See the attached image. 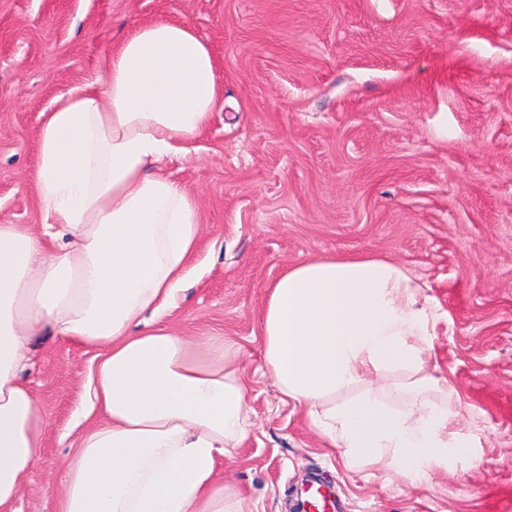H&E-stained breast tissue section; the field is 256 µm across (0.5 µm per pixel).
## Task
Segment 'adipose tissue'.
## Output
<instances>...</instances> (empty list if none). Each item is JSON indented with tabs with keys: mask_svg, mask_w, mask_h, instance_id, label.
Here are the masks:
<instances>
[{
	"mask_svg": "<svg viewBox=\"0 0 512 512\" xmlns=\"http://www.w3.org/2000/svg\"><path fill=\"white\" fill-rule=\"evenodd\" d=\"M222 106L211 47L160 19L44 112L41 222L0 224V512H17L44 446L25 374L48 336L97 352L58 512H253L220 471L252 429L237 351L164 322L202 233L167 166ZM417 290L394 261L333 253L269 288L262 370L350 470L386 463L420 481L457 445L455 395L428 366L438 318Z\"/></svg>",
	"mask_w": 512,
	"mask_h": 512,
	"instance_id": "1",
	"label": "adipose tissue"
}]
</instances>
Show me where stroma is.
Returning a JSON list of instances; mask_svg holds the SVG:
<instances>
[{"instance_id": "obj_1", "label": "stroma", "mask_w": 512, "mask_h": 512, "mask_svg": "<svg viewBox=\"0 0 512 512\" xmlns=\"http://www.w3.org/2000/svg\"><path fill=\"white\" fill-rule=\"evenodd\" d=\"M157 19L210 44L224 98L169 164L203 224L168 322L244 354L253 427L225 477L255 512H296L310 478L340 512H512V0H0V224L40 221L43 112ZM320 253L405 265L439 316L466 445L423 482L345 469L258 371L271 283ZM94 357L50 339L28 374L49 427L19 512H53Z\"/></svg>"}]
</instances>
